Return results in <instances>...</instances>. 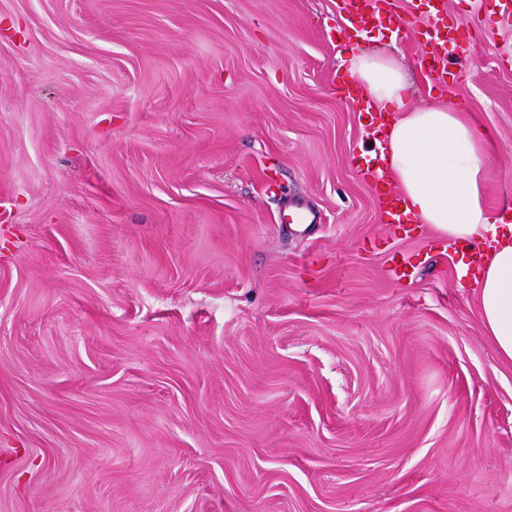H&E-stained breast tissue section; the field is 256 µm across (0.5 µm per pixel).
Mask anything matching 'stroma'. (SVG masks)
Listing matches in <instances>:
<instances>
[{"mask_svg":"<svg viewBox=\"0 0 512 512\" xmlns=\"http://www.w3.org/2000/svg\"><path fill=\"white\" fill-rule=\"evenodd\" d=\"M446 2V86L361 45L489 129L495 206L512 24ZM347 3L0 0V512H512V363L383 220Z\"/></svg>","mask_w":512,"mask_h":512,"instance_id":"1","label":"stroma"}]
</instances>
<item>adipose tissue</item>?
<instances>
[{"mask_svg":"<svg viewBox=\"0 0 512 512\" xmlns=\"http://www.w3.org/2000/svg\"><path fill=\"white\" fill-rule=\"evenodd\" d=\"M340 60L352 87L390 117L382 151L406 211L440 237L484 246L474 280L478 317L512 363V223L487 203L488 130L459 106L410 108L407 75L390 55L352 45Z\"/></svg>","mask_w":512,"mask_h":512,"instance_id":"obj_1","label":"adipose tissue"}]
</instances>
